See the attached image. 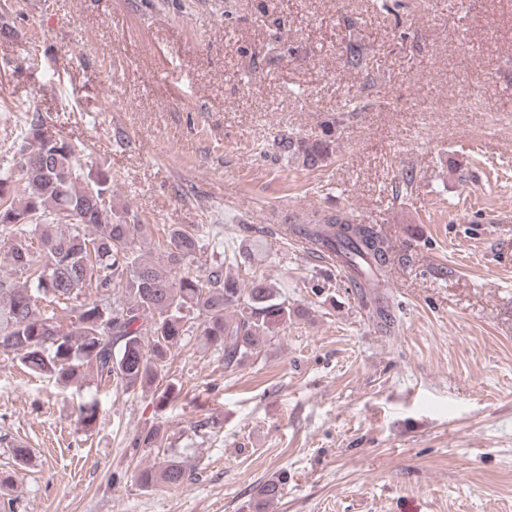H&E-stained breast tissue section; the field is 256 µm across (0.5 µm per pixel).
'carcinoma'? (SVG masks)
Instances as JSON below:
<instances>
[{
	"label": "carcinoma",
	"mask_w": 512,
	"mask_h": 512,
	"mask_svg": "<svg viewBox=\"0 0 512 512\" xmlns=\"http://www.w3.org/2000/svg\"><path fill=\"white\" fill-rule=\"evenodd\" d=\"M344 64L360 69L362 49L348 44ZM21 194H7L12 171L0 169V262L11 274L0 276V354L12 355L29 371L64 384L115 385L141 390L164 402L180 390L165 373L170 350L198 320V347L224 353V365L240 364L261 340L278 332L294 315L272 284L262 279L240 286L220 270L190 269L199 239L174 227L164 250L166 270L147 260L149 225L112 205V172L85 175L82 149L48 135L33 116L15 137ZM280 155L308 169L332 155L331 130L322 136L280 134ZM296 236L323 249L349 255L378 271L389 261V246L373 227L330 212L306 224H293ZM71 310L69 321L56 309ZM97 402L79 406L80 423L91 428ZM183 464L165 459L139 470L144 489L181 485ZM288 477L260 484L247 512H266L282 498Z\"/></svg>",
	"instance_id": "1"
}]
</instances>
